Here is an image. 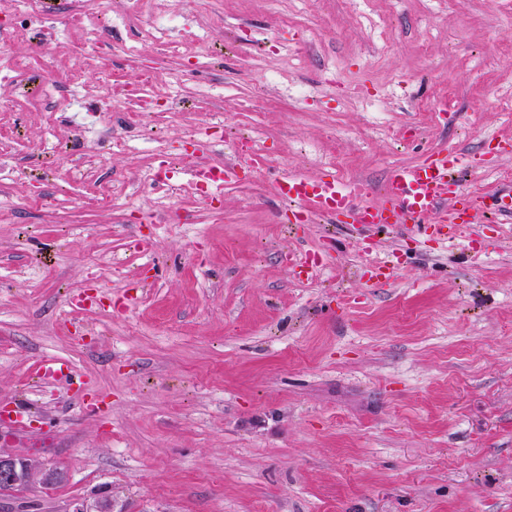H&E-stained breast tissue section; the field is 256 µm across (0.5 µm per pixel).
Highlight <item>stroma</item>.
I'll return each mask as SVG.
<instances>
[{"instance_id":"35a3bbf8","label":"stroma","mask_w":512,"mask_h":512,"mask_svg":"<svg viewBox=\"0 0 512 512\" xmlns=\"http://www.w3.org/2000/svg\"><path fill=\"white\" fill-rule=\"evenodd\" d=\"M122 10V44L93 62L79 29L12 53L84 105L52 122L41 98L0 88V407L25 403L0 449L67 474L22 493L27 512L112 500V512H512V215L479 224L482 251L392 228L364 252L353 229L296 223L275 179L329 173L382 199L389 170L451 147L512 141V0H187L172 27L209 29L197 61L143 44L151 10ZM137 54H129V47ZM142 98L180 88L184 111L144 112L136 146L101 152L112 208L76 173L111 68ZM434 104L431 112L422 103ZM218 134L197 146L191 132ZM58 145L39 155L44 139ZM265 158L207 204L189 173L172 208L143 182L154 152ZM512 157L458 174L511 183ZM148 243L141 254L131 239ZM319 253L296 279L285 255ZM392 259L390 280L369 266ZM46 359L80 377L40 380Z\"/></svg>"}]
</instances>
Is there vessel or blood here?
Instances as JSON below:
<instances>
[{
    "mask_svg": "<svg viewBox=\"0 0 512 512\" xmlns=\"http://www.w3.org/2000/svg\"><path fill=\"white\" fill-rule=\"evenodd\" d=\"M483 156L459 151L433 152L416 165L389 172L381 205L365 203L363 185L342 187L334 176L311 180L297 174L280 177L278 191L296 203L294 218L304 224L325 217L350 225L365 240L392 227L433 229L436 238L448 236L449 226H471L487 213H512V190L476 195L463 192L454 171L466 165L485 167Z\"/></svg>",
    "mask_w": 512,
    "mask_h": 512,
    "instance_id": "vessel-or-blood-1",
    "label": "vessel or blood"
}]
</instances>
